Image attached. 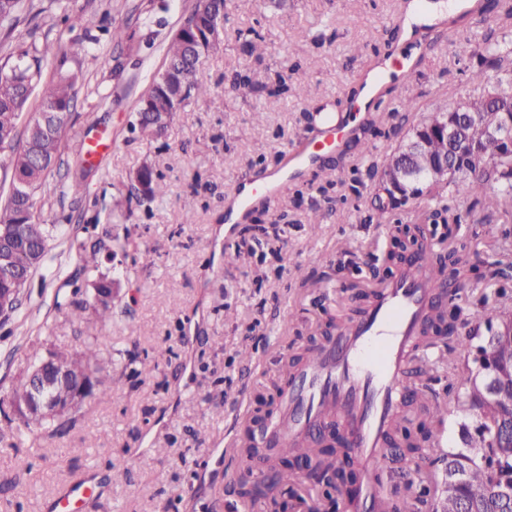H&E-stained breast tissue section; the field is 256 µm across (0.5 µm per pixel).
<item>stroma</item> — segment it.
<instances>
[{
    "mask_svg": "<svg viewBox=\"0 0 512 512\" xmlns=\"http://www.w3.org/2000/svg\"><path fill=\"white\" fill-rule=\"evenodd\" d=\"M194 3L69 0L84 18L74 29L49 11L21 21L40 38L78 39L106 12L130 39L102 42L82 60L72 127L35 195L57 233L19 313L0 320V512H50L63 490L86 479L97 489L81 512H232L242 461L226 445L240 442L251 418L279 406L293 359L323 343L327 319L348 317L394 271L383 261L388 227L372 209L381 167L413 124L473 91L468 69L485 28H508L492 12L480 27L447 8L422 17L405 40L391 23L399 0H227L223 46L203 60L211 95L176 112L162 138L145 141L130 127L135 106ZM451 17V39L437 38V22ZM248 30L267 46L263 61L243 48ZM317 36L318 48L311 44ZM406 56L415 68L399 91L416 111L394 113L388 98L380 118L359 111L366 78ZM235 63L263 92L243 100L229 91ZM280 64L289 83L317 84L316 95H269ZM99 92L105 105L96 102ZM329 113L346 126L344 148L283 179L273 205L253 198L248 218L231 237L220 236L235 183L283 169L287 152L320 140ZM95 135L112 145L87 170L84 146ZM147 158L165 196L114 209ZM78 175L83 193L62 194L61 185ZM314 208L323 216L316 229L308 222ZM116 233L126 239L118 252ZM82 247L99 249L100 272L122 285L105 325L72 314L85 298L76 261ZM457 247L470 264H512V224L452 225L438 250ZM228 251L240 252L235 264L225 263ZM499 284L488 276L459 294L458 324L473 332V345L486 331L478 300L495 296ZM101 334L112 344V392L73 413L56 435L13 414L11 388L31 370L34 352L76 349ZM459 355L453 339L438 340L433 380L407 402L405 422L419 421L423 402L450 403L461 393L452 371ZM145 363L152 372H142ZM118 470L126 478L116 483Z\"/></svg>",
    "mask_w": 512,
    "mask_h": 512,
    "instance_id": "obj_1",
    "label": "stroma"
}]
</instances>
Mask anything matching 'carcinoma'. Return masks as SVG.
Listing matches in <instances>:
<instances>
[{"instance_id":"1","label":"carcinoma","mask_w":512,"mask_h":512,"mask_svg":"<svg viewBox=\"0 0 512 512\" xmlns=\"http://www.w3.org/2000/svg\"><path fill=\"white\" fill-rule=\"evenodd\" d=\"M34 7L33 0H0V37L8 45V52L0 58V167L10 174V189L6 200L0 204V238H19L21 247L9 256L11 264L19 271L18 277L9 284L0 281V316L8 318L19 312L22 294L30 278L44 265L49 252L56 225L35 205V193L51 175L61 155V144L70 126L72 110L76 101V85L79 71L72 68L89 54L106 35L119 42L127 38L126 32L114 27L102 16L99 21L101 35H90L85 41H64L57 37L39 42L30 30L19 28L22 15ZM226 0H209L204 5L196 2L189 16L177 29L165 51V70L153 76L137 105V125L141 136L148 141L161 138L173 114L185 107L190 100L205 99L212 89L203 77L200 64L188 59V45L203 43L216 50L220 44H210L209 33L216 17L227 19ZM497 10L512 19V0H467L462 16L484 20L486 13ZM480 60L496 71L494 81L486 77V70L478 68L470 72V80L479 92L465 97L471 112H477L487 125H495L512 118V39L501 34L496 38L486 37L478 47ZM53 69V77L45 80L44 69ZM277 84L272 94L293 93L300 100L312 95L308 83L297 87L288 86V78L276 73ZM232 91L242 99H248L259 91L258 84L246 73L238 70ZM40 100L38 111L26 124L24 138L18 139V127L23 110L32 96ZM449 117L448 104L444 103L430 112L412 130V135L425 141L423 152L417 163L429 165L455 153L459 158L460 173L446 183L430 184L413 191L401 190V196L409 200L427 199L434 204L428 218L434 224H459L461 214L442 202V192L451 198L468 200L467 211L474 224H483L493 219L501 224L512 223V151L500 141L483 136L477 131L468 132L461 141L452 145L440 129ZM165 193L159 177L154 175L148 162L137 169L131 183L129 198L139 202H153ZM398 199L389 187V182L380 184L373 201L377 223H387L389 213L396 208ZM393 249L389 250L385 262L396 264L403 252L413 247L415 254L424 262L436 264L448 282L455 288H464L472 280H479V266L462 261L458 250L446 255L434 249L432 241L421 235L416 225L398 223L390 228ZM90 297L76 306L73 315L84 318L87 310L104 324L112 319L113 303L101 300L98 295L112 292L117 287L114 280L101 277L90 283ZM482 313L487 332L497 331L488 337L483 351L490 355L492 363L499 369L512 373V309L505 304H490L482 298ZM460 308L456 296H451L444 305L428 316L423 325V335L431 340L441 336V327L448 317L458 318ZM110 338L99 336L83 344L75 351L48 349L35 353L34 364L45 359L59 372L84 374L91 380V391L86 403H91L112 389L106 384L105 374L112 368V357L104 355ZM485 365H454L457 379L466 389L465 395L454 402L453 407L435 400L424 411L421 427L412 431L407 427L394 428L401 434L410 459L425 457L433 449V440L440 436L430 426L443 425L448 414L463 420L461 424L462 447L450 448L443 453L441 461L440 493L437 497L438 512H458L460 500L471 501L474 512H504L503 490L512 488V445L503 443L500 432L504 424L512 421V394L492 402L487 400L480 382ZM337 452L324 447L320 454L312 456L303 446L286 444L272 449L267 457L273 471L278 493L266 497L264 506L268 512H287L288 487L280 484L278 476L286 471L297 475L290 466L301 458L314 464L313 473L317 482L333 484L341 477L342 469L336 467ZM427 500L408 487V494L393 503V512H421Z\"/></svg>"}]
</instances>
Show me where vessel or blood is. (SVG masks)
I'll return each mask as SVG.
<instances>
[{"label": "vessel or blood", "mask_w": 512, "mask_h": 512, "mask_svg": "<svg viewBox=\"0 0 512 512\" xmlns=\"http://www.w3.org/2000/svg\"><path fill=\"white\" fill-rule=\"evenodd\" d=\"M342 131L335 119H327L322 144L303 146L291 162L314 161L322 149L335 147ZM448 295L436 269L418 261L403 264L374 290L358 318L341 322L335 336L293 372L279 413L265 427L266 435L294 446L311 430L335 421L348 436L351 460L360 470L357 512L387 510L377 475L386 465L391 428L407 397L418 390L409 371L432 360L419 337L421 323Z\"/></svg>", "instance_id": "vessel-or-blood-1"}]
</instances>
